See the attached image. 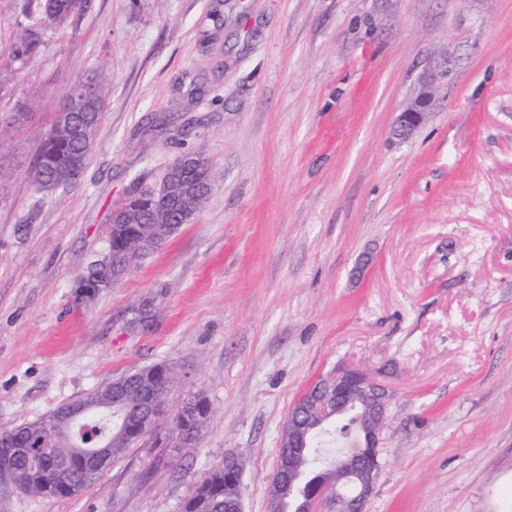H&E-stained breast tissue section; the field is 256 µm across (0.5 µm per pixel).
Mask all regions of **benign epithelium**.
Listing matches in <instances>:
<instances>
[{
  "instance_id": "1",
  "label": "benign epithelium",
  "mask_w": 512,
  "mask_h": 512,
  "mask_svg": "<svg viewBox=\"0 0 512 512\" xmlns=\"http://www.w3.org/2000/svg\"><path fill=\"white\" fill-rule=\"evenodd\" d=\"M450 72L448 58L430 61L420 77L416 94L396 115L391 130L394 138L407 140L414 135L432 112L435 91ZM71 103L70 98L63 100L59 108L60 123L68 127L73 137L81 139L90 134L92 126L77 127L71 122ZM193 160L191 155L182 157L172 166L168 184L150 191L151 198L164 199L166 207L162 211L175 207L183 214L185 224L198 212V200L184 185L186 169ZM154 235L152 226L134 225L126 234L124 252L129 254L132 247L148 244ZM127 271L126 266L106 261L97 265L95 275L84 280L83 287L91 292L110 288ZM389 401L387 388L361 370L340 368L322 378L314 394L301 402L305 421L289 429L288 470L279 475V486L288 491V498L281 500L278 512H365L380 467V433ZM357 412L366 418L364 448L342 454L325 467H311L310 462L323 455V449L312 445L316 432L329 428L335 418Z\"/></svg>"
}]
</instances>
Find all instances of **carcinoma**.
I'll return each mask as SVG.
<instances>
[{
  "label": "carcinoma",
  "mask_w": 512,
  "mask_h": 512,
  "mask_svg": "<svg viewBox=\"0 0 512 512\" xmlns=\"http://www.w3.org/2000/svg\"><path fill=\"white\" fill-rule=\"evenodd\" d=\"M90 0H25V12L36 19L26 35L12 49L14 60L25 66L41 51V30L61 25L74 14L88 10ZM92 85L95 95L75 103L73 117L81 122L98 123L104 109V98L98 82L79 77L67 90L73 95L80 86ZM90 150L80 141L59 128L57 116H52L41 132V144L26 169L35 191H46L47 185L73 187L76 171L87 166ZM208 161L197 157L188 182L203 195H209ZM123 209L139 223L155 221L157 213L149 201L138 197ZM173 368L167 364H155L127 375L132 386L127 396L124 427L112 423L109 414L100 412L88 418L91 429L105 438L109 447L107 462L121 457L135 443L131 430L140 427L148 416L156 417L163 410V395L172 382ZM209 413L205 399L196 398L186 403L174 417L173 432L178 442L184 444L200 436ZM58 414L53 413L31 423L16 427H0V472L11 478L15 487L35 495L69 497L92 484L100 471L79 462V448L83 440L78 433L58 428ZM361 423L358 416H346L324 437H317L321 447L338 445L343 439H353V447H360ZM238 498L237 483L224 474V464L214 466L184 501L182 512H224V504Z\"/></svg>",
  "instance_id": "obj_1"
}]
</instances>
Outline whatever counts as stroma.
Returning a JSON list of instances; mask_svg holds the SVG:
<instances>
[{"mask_svg":"<svg viewBox=\"0 0 512 512\" xmlns=\"http://www.w3.org/2000/svg\"><path fill=\"white\" fill-rule=\"evenodd\" d=\"M0 0V74L30 21ZM0 90V427L154 364L176 379L149 431L75 495L0 474L6 512H181L236 452L243 512L290 408L355 366L393 393L366 512H512V0H92L44 29ZM452 74L392 138L432 55ZM104 88L75 187L25 168L76 77ZM208 158L202 209L111 288L113 207ZM205 398L196 447L173 417Z\"/></svg>","mask_w":512,"mask_h":512,"instance_id":"obj_1","label":"stroma"}]
</instances>
